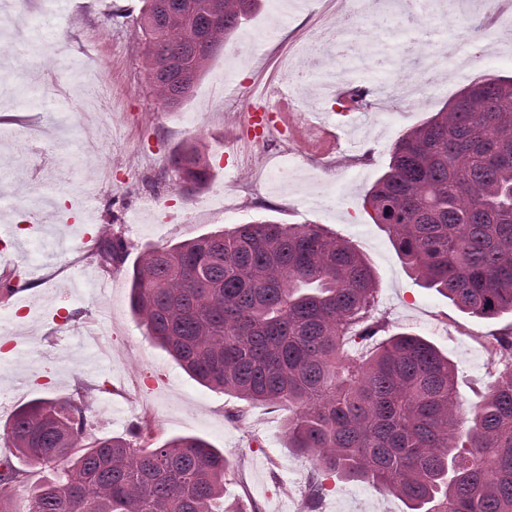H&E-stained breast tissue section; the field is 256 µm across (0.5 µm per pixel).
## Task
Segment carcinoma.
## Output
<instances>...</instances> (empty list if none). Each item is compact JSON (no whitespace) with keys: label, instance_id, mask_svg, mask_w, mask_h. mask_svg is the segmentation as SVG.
Returning a JSON list of instances; mask_svg holds the SVG:
<instances>
[{"label":"carcinoma","instance_id":"1","mask_svg":"<svg viewBox=\"0 0 512 512\" xmlns=\"http://www.w3.org/2000/svg\"><path fill=\"white\" fill-rule=\"evenodd\" d=\"M259 0H224L212 21L193 0H142L138 27L149 80L183 106ZM417 22L413 0L398 2ZM394 142L364 209L389 233L404 265L468 315L512 314V76L480 75ZM178 189L212 183L189 143L169 157ZM102 262L128 246L98 239ZM130 307L146 335L196 382L250 403L285 406L288 447L310 458L304 512L325 481H360L411 512H512V325L494 336L499 371L465 404L456 366L424 337H384L363 358L350 350L386 331L371 321L377 282L363 254L314 224L258 219L230 231L143 252ZM83 399H33L4 433L29 467L50 471L27 512H229L224 453L197 436L156 446L147 426L130 437L86 432ZM0 459V487L20 481Z\"/></svg>","mask_w":512,"mask_h":512}]
</instances>
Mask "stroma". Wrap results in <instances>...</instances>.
<instances>
[{
  "mask_svg": "<svg viewBox=\"0 0 512 512\" xmlns=\"http://www.w3.org/2000/svg\"><path fill=\"white\" fill-rule=\"evenodd\" d=\"M139 0H14L16 27L30 37L26 54L0 67V197L24 243L0 280L16 292L0 299V457L16 449L3 427L20 404L36 398H82L92 435H124L150 419L160 439L194 435L223 451L233 464L224 504L247 512H302L311 465L288 447V409L252 405L191 379L145 336L129 305L130 270L145 250L230 230L271 217L284 224H316L349 241L378 280L373 316L390 332H414L456 366L465 403L478 401L498 377L491 355L494 333L512 315L477 321L435 289L420 286L393 242L363 211V197L387 169L399 135L438 111L473 75H512V8L492 0H423L420 28L395 32L393 0L365 10L360 0H309L294 11L290 0H262L258 16L242 25L217 57L191 100L165 107L141 66ZM486 36L470 42L463 58L449 45L467 25ZM356 27L377 48L378 61L355 72L367 92L366 134L347 149L337 101L313 129L304 112L285 116L289 141L271 151L242 136L247 105L274 112L268 101L248 102L250 87L289 85L310 62L349 65ZM56 140L61 156L31 151L27 138ZM203 144L215 178L209 190L186 196L175 190L168 160L183 143ZM287 177L285 189L269 183ZM66 182L61 212L80 210L94 195L99 223L92 238L118 235L129 245L124 264L101 265L91 240L56 236L60 220L45 216L28 228L41 187ZM54 306L44 310V295ZM101 345L83 347L86 330ZM319 512H408L406 503L357 481L334 480Z\"/></svg>",
  "mask_w": 512,
  "mask_h": 512,
  "instance_id": "obj_1",
  "label": "stroma"
}]
</instances>
